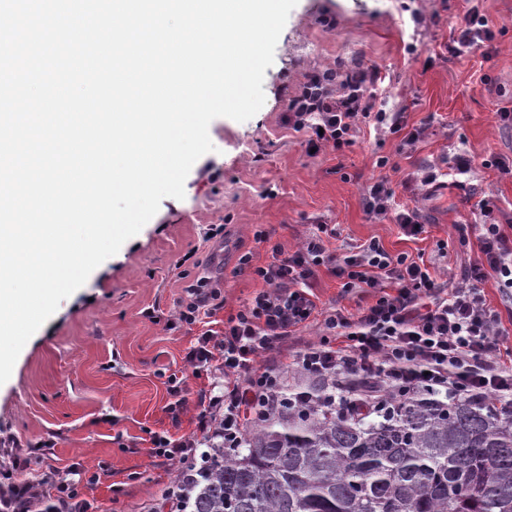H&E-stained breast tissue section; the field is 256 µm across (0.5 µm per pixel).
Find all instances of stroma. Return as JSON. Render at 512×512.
I'll use <instances>...</instances> for the list:
<instances>
[{
  "mask_svg": "<svg viewBox=\"0 0 512 512\" xmlns=\"http://www.w3.org/2000/svg\"><path fill=\"white\" fill-rule=\"evenodd\" d=\"M476 6L497 36L487 49L455 57L442 51L465 7ZM376 65L390 79L381 107L404 112L409 125H426L414 146L400 147L388 128L361 127L352 146L309 155L305 135L284 123L289 99L315 72ZM265 103L249 120H213V152L200 157L184 184L185 197L164 198L157 214L86 283L61 301L22 349L0 385V464L12 466L27 449L66 468L107 476L85 488L97 512H146L170 477L154 468L147 431L171 427L165 377L184 370L195 333L166 329L182 295L178 261L196 253L225 274L224 303L233 312L262 281L233 276L241 253L266 264L270 253L256 228L296 250L315 225L331 224L337 255L375 238L391 253L422 255L451 285L477 261L476 238L456 228L477 224L476 203L493 196L512 236V175L492 161L512 160V129L499 107L512 104V0H298L267 68ZM477 166L464 187L432 190L406 183L424 164L447 170L457 152ZM388 167H378L380 158ZM388 177L397 205L417 209L425 239L410 240L391 219H369L363 194ZM224 227L206 239L209 225ZM447 251H439V242Z\"/></svg>",
  "mask_w": 512,
  "mask_h": 512,
  "instance_id": "stroma-1",
  "label": "stroma"
}]
</instances>
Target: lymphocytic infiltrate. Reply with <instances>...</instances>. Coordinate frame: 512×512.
<instances>
[{
    "mask_svg": "<svg viewBox=\"0 0 512 512\" xmlns=\"http://www.w3.org/2000/svg\"><path fill=\"white\" fill-rule=\"evenodd\" d=\"M488 17L478 9L466 11L453 28L445 48L458 54L492 42ZM385 74L370 65L336 76L311 74L299 95L290 99L285 119L292 129L305 132L308 148L336 151L353 144L360 123L388 126L402 144L411 145L425 132L408 128L404 113L377 110V93ZM396 191L381 178L363 196L369 218H392L403 235L419 238L425 226L416 209L394 207ZM482 223L459 226L460 235H475L480 259L465 268L455 287L433 276L421 259L391 253L376 239L355 252L337 257L328 247L336 228L315 225L305 243L284 251L269 232L256 230L254 238L266 244L269 262L257 265L252 253L238 259L236 274L261 280L263 290L224 314V291L204 272L187 281L168 329L198 328L186 348L184 362L206 383L189 393L185 378L170 374L166 380V411L179 425L187 402L198 409L195 431L178 435L172 430L150 435L154 467H180L182 479L169 481L152 512H185L181 480L199 476L202 448L223 439L225 448L240 447L256 414L277 412L285 393L289 370L320 383L303 397L332 408L349 394V377L370 380L364 400L401 398L427 390L450 398L492 397L512 403V335L502 327L498 312L486 303L482 286L495 277L512 299V237L494 216L491 198L479 200ZM341 282L342 294L369 293L371 300L356 309L318 306L316 284L321 272ZM319 324L317 339L297 342L301 329ZM84 468L62 470L46 466L40 491L28 485L0 489L5 512H90L80 487Z\"/></svg>",
    "mask_w": 512,
    "mask_h": 512,
    "instance_id": "f902f5d3",
    "label": "lymphocytic infiltrate"
}]
</instances>
